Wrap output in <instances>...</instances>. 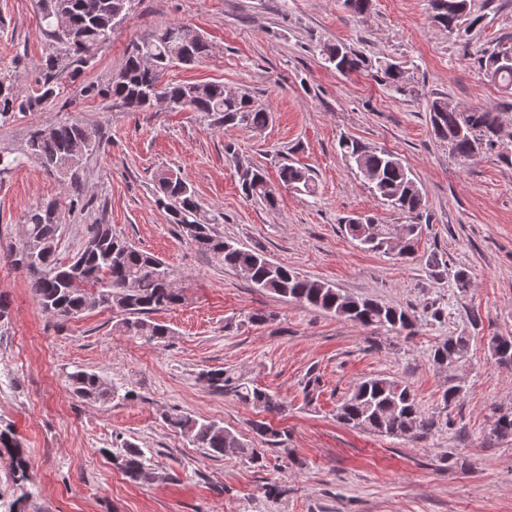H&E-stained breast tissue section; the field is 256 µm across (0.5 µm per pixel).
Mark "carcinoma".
Segmentation results:
<instances>
[{
	"instance_id": "cac0c4a2",
	"label": "carcinoma",
	"mask_w": 512,
	"mask_h": 512,
	"mask_svg": "<svg viewBox=\"0 0 512 512\" xmlns=\"http://www.w3.org/2000/svg\"><path fill=\"white\" fill-rule=\"evenodd\" d=\"M44 30L52 37L54 51L45 59L41 93L23 97L11 78L0 73V124L18 113L31 111L56 96L53 75L61 63L77 57L81 60L112 35V30L129 13L134 0H37ZM432 19L452 32L467 15L470 0H430ZM210 52L203 38H190L185 26L176 24L159 29L140 41L128 53L122 68L105 87L93 84L80 89L83 96L104 95L132 110L154 106L162 99L173 110L189 109L215 118L221 125L265 128L271 112L256 104L247 91L230 94L216 82H174L164 73L174 64L191 65ZM323 60L347 75L367 66L366 58L343 43L319 49ZM484 76L512 87V49L482 53L477 58ZM382 81L398 92L405 90V68L395 62L378 61ZM429 120L436 138L448 143L453 156L464 163L479 150L494 148L500 136L498 114L484 108L459 109L444 98H435L429 106ZM96 132L78 121H51L30 136L22 156L0 152V174L21 162H37L48 174L79 186V171L84 158L100 150ZM339 147L346 161L356 168L374 197L384 206L403 214L407 223L397 225L406 240L409 257L421 239L420 218L426 209L425 197L415 178L402 161L385 149L344 138ZM242 194L273 207L277 187L267 180L263 168L251 162H238ZM279 185L308 195L315 193L309 169L284 163L279 171ZM156 203L178 227L181 235L199 250L209 253L225 268L242 274L252 287L295 301L313 311L344 317L363 326L384 328L397 336H410L415 323L409 312L367 297L343 292L335 285L311 279L290 267L272 261L260 248H249L214 233L213 224L196 197L191 184L179 173L162 171L156 177ZM62 210L51 199L30 208L24 215V238L15 252L13 263L32 275V292L42 312L60 320L76 318L88 309H115L126 314L122 331L139 336L148 343L160 344L171 329L150 319V314L178 305L181 290L174 286V271L161 259L138 249L130 241L114 234L109 224L93 225L83 247L67 263L57 257V239ZM344 228L359 246L368 252L386 254L387 240L393 228L379 224L375 216H365V223L345 220ZM469 337L450 335L435 346L433 366L448 374L443 393L445 406L465 397L464 386L456 372L468 361ZM491 355L500 366L512 367V336L492 339ZM203 384L219 395H231L244 405L271 414H282L287 405L271 391L251 385L226 370L210 369L200 375ZM70 390L78 397L111 400L118 392L108 387L94 372L76 369L67 376ZM341 422L354 429L398 438L410 434L426 438L439 427V419L422 413L410 388L396 379L374 377L359 383L339 406ZM168 423L196 447L212 457H235L251 464L262 461L263 452L243 442L237 434L213 420L175 413ZM254 433L268 445L284 443L286 433L264 422H256ZM492 436L512 437V410L502 412L494 422ZM15 463L16 482L28 480V458L11 431L0 430V451ZM113 464L128 481L149 483L158 479L145 452L132 442L122 443L112 454Z\"/></svg>"
}]
</instances>
